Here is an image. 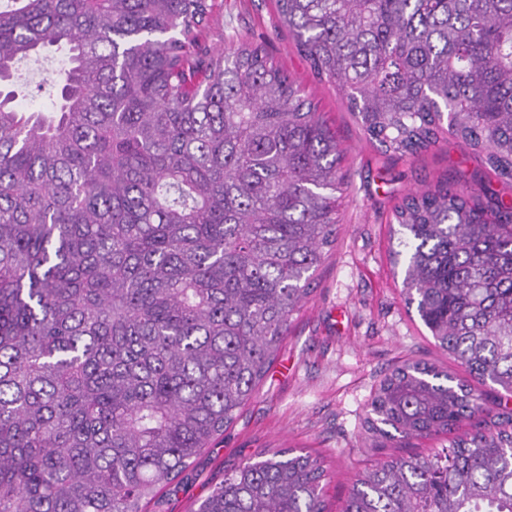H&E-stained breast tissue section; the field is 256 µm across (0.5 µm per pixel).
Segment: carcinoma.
Masks as SVG:
<instances>
[{"instance_id":"cac0c4a2","label":"carcinoma","mask_w":512,"mask_h":512,"mask_svg":"<svg viewBox=\"0 0 512 512\" xmlns=\"http://www.w3.org/2000/svg\"><path fill=\"white\" fill-rule=\"evenodd\" d=\"M364 135L416 156L448 133L512 181V0H274ZM217 0H7L0 82L56 47L47 112L0 90V512H147L267 377L336 245L343 149ZM405 300L469 374L392 369L390 439L512 395V205L439 185L397 208ZM392 431L382 429V426ZM358 475L341 512H512V414ZM321 460L262 451L197 512H326Z\"/></svg>"}]
</instances>
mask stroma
Wrapping results in <instances>:
<instances>
[{"mask_svg":"<svg viewBox=\"0 0 512 512\" xmlns=\"http://www.w3.org/2000/svg\"><path fill=\"white\" fill-rule=\"evenodd\" d=\"M273 0H223L207 44L222 52L239 41L265 39L271 55L300 83L345 151L349 188L339 209L335 248L318 268L313 291L291 319L277 362L223 440L195 462L187 482L167 495L165 512H196L227 467L266 449L300 448L318 455L328 473L326 506L339 512L356 476L380 461L447 447L450 436L475 430L465 420L452 434L395 443L370 431L369 403L382 376L404 361L465 372L438 346L402 294L404 270L392 246L399 226L394 211L404 196L441 184L486 203L495 193L512 204V181L499 178L481 154L450 134L419 156L383 152L369 142L336 87L319 81L288 35H275ZM57 57L19 66L17 105L49 108L40 85Z\"/></svg>","mask_w":512,"mask_h":512,"instance_id":"35a3bbf8","label":"stroma"}]
</instances>
